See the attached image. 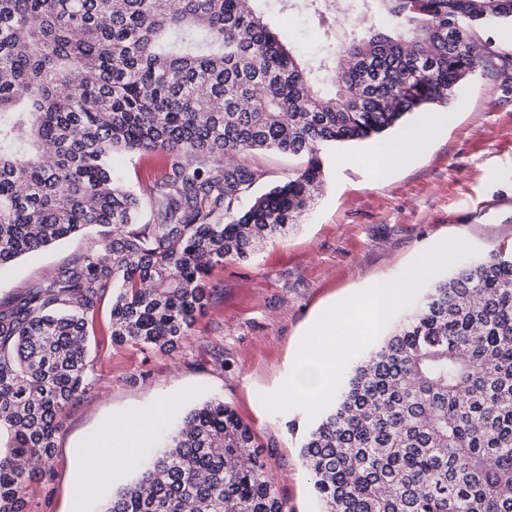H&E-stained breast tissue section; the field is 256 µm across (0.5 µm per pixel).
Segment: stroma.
<instances>
[{"instance_id":"stroma-1","label":"stroma","mask_w":512,"mask_h":512,"mask_svg":"<svg viewBox=\"0 0 512 512\" xmlns=\"http://www.w3.org/2000/svg\"><path fill=\"white\" fill-rule=\"evenodd\" d=\"M264 15L283 42L307 58L320 56L316 24L305 12L267 0ZM444 110L455 116L448 128L382 179L373 170V141L328 148L323 183L287 235L213 270L209 304L174 350L113 344L112 299L104 297L89 326L98 383L69 409L52 481L28 484L29 512H97L117 481L85 489L83 472L95 462L84 449L109 448L129 476L134 460L113 441V425L151 417L163 400L213 398L230 405L267 448L268 480L289 512H318L300 456L310 418L299 408L269 413L260 401L288 376L310 323L375 281L397 277L439 239L463 240L476 259L512 244V83L498 68L476 71ZM244 162L264 174L259 193L301 166L274 151ZM165 163L156 153L112 158L123 184L135 190ZM94 237L90 231L19 259L0 272V301L49 281Z\"/></svg>"}]
</instances>
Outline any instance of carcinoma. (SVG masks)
I'll return each mask as SVG.
<instances>
[{
  "instance_id": "carcinoma-1",
  "label": "carcinoma",
  "mask_w": 512,
  "mask_h": 512,
  "mask_svg": "<svg viewBox=\"0 0 512 512\" xmlns=\"http://www.w3.org/2000/svg\"><path fill=\"white\" fill-rule=\"evenodd\" d=\"M280 2L317 17L319 60L242 0H0V270L99 232L47 284L0 304V512H25L26 484L52 475L67 410L96 384L88 324L105 295L113 342L172 351L212 270L307 207L322 150L448 104L488 55L512 65L476 36L512 23V0H356L363 30L341 42L324 27L327 0ZM329 71L335 90L322 92ZM258 150L304 166L255 195L262 173L224 159ZM116 152L168 165L139 194L112 170ZM149 442L158 451L99 512H285L224 401ZM300 455L319 512H512V245L454 267L389 326Z\"/></svg>"
}]
</instances>
